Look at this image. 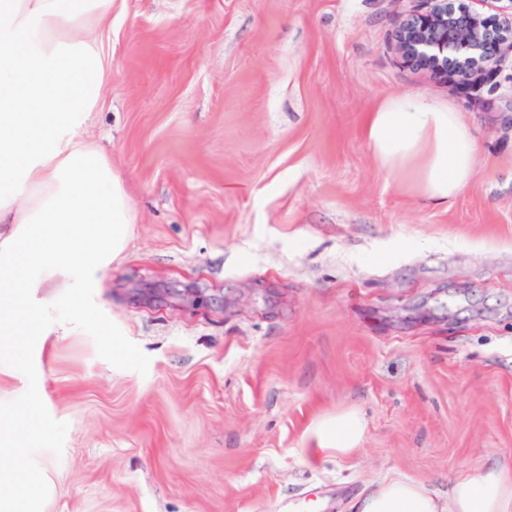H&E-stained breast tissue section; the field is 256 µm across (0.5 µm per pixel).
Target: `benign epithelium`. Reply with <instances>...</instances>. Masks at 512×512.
Here are the masks:
<instances>
[{
  "label": "benign epithelium",
  "instance_id": "obj_1",
  "mask_svg": "<svg viewBox=\"0 0 512 512\" xmlns=\"http://www.w3.org/2000/svg\"><path fill=\"white\" fill-rule=\"evenodd\" d=\"M485 17L464 0H426L427 10L408 15L395 34L402 61L435 79L461 84L491 77L512 52V0H494Z\"/></svg>",
  "mask_w": 512,
  "mask_h": 512
}]
</instances>
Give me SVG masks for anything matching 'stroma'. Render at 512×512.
Segmentation results:
<instances>
[{
  "label": "stroma",
  "mask_w": 512,
  "mask_h": 512,
  "mask_svg": "<svg viewBox=\"0 0 512 512\" xmlns=\"http://www.w3.org/2000/svg\"><path fill=\"white\" fill-rule=\"evenodd\" d=\"M423 7L114 0L82 135L136 222L96 287L57 290L55 331L0 360L22 450L0 473L29 512H349L386 477L444 491L512 462V70L466 93L404 64ZM391 95L470 124L447 205L376 166L363 120ZM350 409L359 450L314 453L312 425Z\"/></svg>",
  "instance_id": "1"
}]
</instances>
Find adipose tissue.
Instances as JSON below:
<instances>
[{
	"label": "adipose tissue",
	"mask_w": 512,
	"mask_h": 512,
	"mask_svg": "<svg viewBox=\"0 0 512 512\" xmlns=\"http://www.w3.org/2000/svg\"><path fill=\"white\" fill-rule=\"evenodd\" d=\"M113 0H0V342H31L49 323L30 317L43 288L100 281L134 222L122 175L80 131L109 76L91 33ZM363 135L378 168L412 196L445 204L474 173L478 142L461 112L391 96L367 113ZM356 412L317 421V451L353 455ZM352 512H512V466L467 469L447 491L404 477L380 481Z\"/></svg>",
	"instance_id": "adipose-tissue-1"
}]
</instances>
